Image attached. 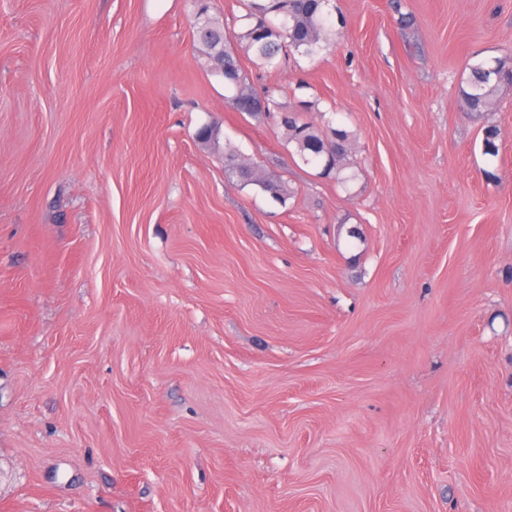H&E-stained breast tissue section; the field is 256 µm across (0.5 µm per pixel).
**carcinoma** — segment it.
Wrapping results in <instances>:
<instances>
[{
  "mask_svg": "<svg viewBox=\"0 0 512 512\" xmlns=\"http://www.w3.org/2000/svg\"><path fill=\"white\" fill-rule=\"evenodd\" d=\"M238 2L244 10L245 26L235 38L244 43L261 66H271L292 55L311 59L336 40V29L330 22L331 0ZM194 35L210 70L233 88L231 104L237 111L254 116L280 113L286 139L294 144L295 153L304 163L321 162L324 173L336 174L343 183L351 180L342 175L347 168L346 157L351 145L346 130L330 125L321 128L301 119L296 112L281 111L278 97L282 96L283 88L278 85L265 86L259 92L250 86L224 23L209 15L205 8L196 13ZM467 69L461 88L466 108L464 115L475 118L489 111L499 95L512 87V56L479 59L467 64ZM224 168L243 184L259 186L277 202H284L290 195L286 183L264 178L255 167L244 163L229 145L224 147Z\"/></svg>",
  "mask_w": 512,
  "mask_h": 512,
  "instance_id": "1",
  "label": "carcinoma"
}]
</instances>
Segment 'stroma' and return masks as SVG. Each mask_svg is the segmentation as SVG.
<instances>
[{"instance_id":"obj_1","label":"stroma","mask_w":512,"mask_h":512,"mask_svg":"<svg viewBox=\"0 0 512 512\" xmlns=\"http://www.w3.org/2000/svg\"><path fill=\"white\" fill-rule=\"evenodd\" d=\"M332 6L315 58L236 53L350 132L345 188L192 0H0V512H512V95H459L512 0ZM194 29L195 41L207 59L210 70L222 76L224 83L233 88L234 94L230 100L237 111L254 116L280 112V125L285 130L288 144H294L295 153L304 163L323 162L324 174L334 172L342 183L353 178V175L341 176L347 168L345 161L351 145L346 130L330 125L317 127L313 122L301 119L297 112L281 111L277 98L284 91L278 85L264 86L260 92L250 86L224 30V23L210 16L205 7L196 13ZM261 98L267 101L265 108ZM224 168L243 184L258 185L277 202L283 203L290 195L286 183L264 178L254 166L244 164L237 151L230 145L224 147Z\"/></svg>"}]
</instances>
